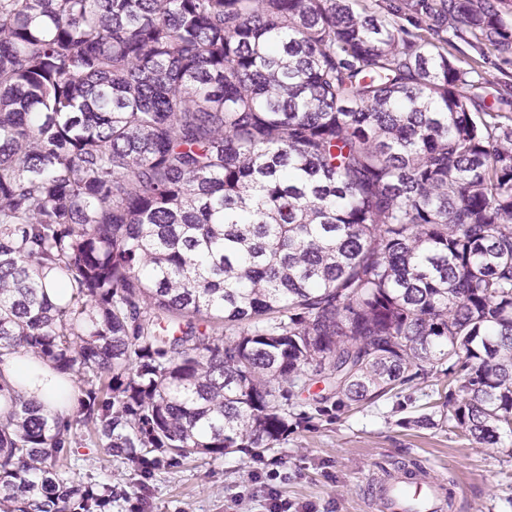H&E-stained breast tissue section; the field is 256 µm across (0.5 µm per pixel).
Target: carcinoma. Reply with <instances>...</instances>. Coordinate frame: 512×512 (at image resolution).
Wrapping results in <instances>:
<instances>
[{
  "instance_id": "1",
  "label": "carcinoma",
  "mask_w": 512,
  "mask_h": 512,
  "mask_svg": "<svg viewBox=\"0 0 512 512\" xmlns=\"http://www.w3.org/2000/svg\"><path fill=\"white\" fill-rule=\"evenodd\" d=\"M405 8L0 0V355L82 395L61 421L11 398L0 512H112L75 430L141 504L259 456L310 374L321 413L442 372L439 423L512 434V82L443 50L511 55L512 0ZM67 456L74 471L91 474L96 480L115 487L117 497L112 501V512H131L140 478L134 464L89 441L72 444Z\"/></svg>"
}]
</instances>
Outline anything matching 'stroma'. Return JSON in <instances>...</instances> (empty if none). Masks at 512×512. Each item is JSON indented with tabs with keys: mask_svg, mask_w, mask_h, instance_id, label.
Listing matches in <instances>:
<instances>
[{
	"mask_svg": "<svg viewBox=\"0 0 512 512\" xmlns=\"http://www.w3.org/2000/svg\"><path fill=\"white\" fill-rule=\"evenodd\" d=\"M445 376L415 380L372 402L341 407L291 425L280 444L253 458L206 456L150 480L143 512H269L266 475L285 474L277 490L294 512H373L369 489L382 463L425 467L450 490L452 512H512V436L484 448L451 427H429ZM75 471L112 484V512H130L134 464L90 442L67 451Z\"/></svg>",
	"mask_w": 512,
	"mask_h": 512,
	"instance_id": "1",
	"label": "stroma"
}]
</instances>
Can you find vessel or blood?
<instances>
[{
    "instance_id": "obj_1",
    "label": "vessel or blood",
    "mask_w": 512,
    "mask_h": 512,
    "mask_svg": "<svg viewBox=\"0 0 512 512\" xmlns=\"http://www.w3.org/2000/svg\"><path fill=\"white\" fill-rule=\"evenodd\" d=\"M373 498L380 512H447L448 504L436 482L406 478L378 485Z\"/></svg>"
}]
</instances>
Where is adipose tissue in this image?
<instances>
[{"instance_id":"ef3b65f1","label":"adipose tissue","mask_w":512,"mask_h":512,"mask_svg":"<svg viewBox=\"0 0 512 512\" xmlns=\"http://www.w3.org/2000/svg\"><path fill=\"white\" fill-rule=\"evenodd\" d=\"M0 378L6 379L22 399L36 400L45 415L69 417V404L58 399L59 388L69 383L67 376L55 371L37 354L0 356Z\"/></svg>"}]
</instances>
